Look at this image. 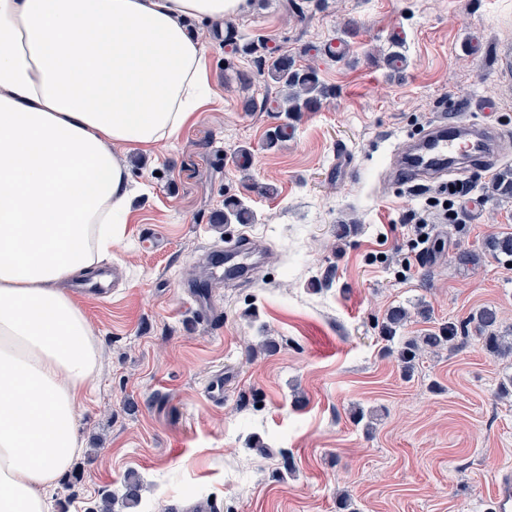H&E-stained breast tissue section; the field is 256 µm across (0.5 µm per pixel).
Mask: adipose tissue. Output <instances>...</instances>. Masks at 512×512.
I'll use <instances>...</instances> for the list:
<instances>
[{"label": "adipose tissue", "mask_w": 512, "mask_h": 512, "mask_svg": "<svg viewBox=\"0 0 512 512\" xmlns=\"http://www.w3.org/2000/svg\"><path fill=\"white\" fill-rule=\"evenodd\" d=\"M247 0H0V512H48L93 388L95 331L67 281L111 257L121 152L211 99L189 20Z\"/></svg>", "instance_id": "adipose-tissue-1"}]
</instances>
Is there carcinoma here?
<instances>
[{
	"label": "carcinoma",
	"instance_id": "1",
	"mask_svg": "<svg viewBox=\"0 0 512 512\" xmlns=\"http://www.w3.org/2000/svg\"><path fill=\"white\" fill-rule=\"evenodd\" d=\"M224 44L254 56L259 74L267 83L280 88V97L276 101L275 111L280 114L284 123L275 127L267 135L268 147L276 146L288 136L291 124L287 120L302 113L314 112L321 108L324 101L334 95L331 88L321 80L319 71L312 66H299L296 60L286 54L272 55L266 50L264 40L259 36L247 37L233 24L224 26ZM254 221L253 211L242 200L227 198L224 200V213L218 222L221 224H251ZM486 247L500 261L512 262V235L490 236L486 239ZM407 318L406 311L401 307H393L386 313L381 325L382 338L395 344L393 353L404 372L413 370L416 362L427 350L443 346H454L462 335L469 333V325H474L482 340L486 352L505 356L512 354V340L502 335L500 318L497 311L489 308L480 310L465 323L450 322L442 324L426 335L416 338H403L397 335ZM140 492L139 480L128 477L124 483L122 501L124 506L132 508L138 505Z\"/></svg>",
	"mask_w": 512,
	"mask_h": 512
}]
</instances>
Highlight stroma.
I'll return each mask as SVG.
<instances>
[{"instance_id":"1","label":"stroma","mask_w":512,"mask_h":512,"mask_svg":"<svg viewBox=\"0 0 512 512\" xmlns=\"http://www.w3.org/2000/svg\"><path fill=\"white\" fill-rule=\"evenodd\" d=\"M232 21L318 68L335 96L267 148L277 113L243 105L278 88L215 26L191 22L211 101L152 156L127 159L130 208L112 248L121 277L111 297L82 299L101 357L54 512H89L131 471L137 512L193 499L219 512H339L343 492L358 512H493L496 481L512 469V397L498 394L512 356H490L473 332L407 376L377 324L401 306L402 335L422 336L489 307L512 332V266L483 250L489 234L512 232V197L488 191L512 148L469 169L478 202H455L454 220L439 188L399 184L389 170L407 134L441 115L488 117L512 136V0H248ZM469 35L480 54L462 51ZM336 38L349 54L322 55ZM395 51L409 61L400 76L383 65ZM483 97L492 115L475 110ZM228 196L254 223H212ZM419 216L436 261L412 231ZM239 234L265 264L198 305L196 278ZM465 250L477 265L457 263ZM219 376L217 399L207 384ZM359 409L368 424L354 422Z\"/></svg>"}]
</instances>
